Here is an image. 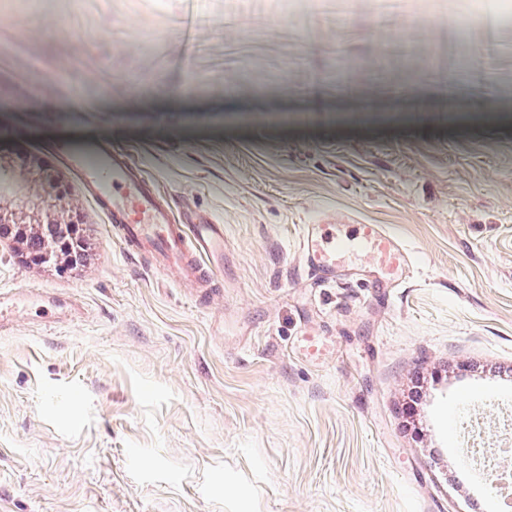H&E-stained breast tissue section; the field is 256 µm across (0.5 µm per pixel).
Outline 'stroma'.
I'll use <instances>...</instances> for the list:
<instances>
[{
	"label": "stroma",
	"mask_w": 512,
	"mask_h": 512,
	"mask_svg": "<svg viewBox=\"0 0 512 512\" xmlns=\"http://www.w3.org/2000/svg\"><path fill=\"white\" fill-rule=\"evenodd\" d=\"M450 0H37L0 11L10 131L133 152L224 226L209 299L125 255L66 167L76 268L0 241V289H42L0 332V512H495L455 440L512 443V24ZM350 17L344 28L336 19ZM492 53L442 111L433 59ZM43 68L26 71L29 57ZM93 83H85L88 73ZM32 105L15 111V101ZM383 224L414 262L372 296L318 283L302 225ZM330 351L313 365L303 337ZM469 399L456 426L448 413ZM37 301L40 305L38 310L43 313L44 318L57 322L67 317L80 314L79 305L59 297L51 296L47 291L22 290L19 292H0V330L4 328L8 316L20 310L27 301Z\"/></svg>",
	"instance_id": "obj_1"
}]
</instances>
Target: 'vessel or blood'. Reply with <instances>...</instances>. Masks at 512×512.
Wrapping results in <instances>:
<instances>
[{"instance_id":"obj_1","label":"vessel or blood","mask_w":512,"mask_h":512,"mask_svg":"<svg viewBox=\"0 0 512 512\" xmlns=\"http://www.w3.org/2000/svg\"><path fill=\"white\" fill-rule=\"evenodd\" d=\"M48 151L83 184L106 214L121 249L176 280L208 294L224 270V227L204 215L179 211L171 195L149 177L129 151L105 140L91 151L59 140ZM304 258L319 281L362 270L374 273L370 288H394L411 274L406 244L382 224H307L300 237ZM37 301L44 318L59 321L79 314L74 302L46 291L0 292V329L9 315Z\"/></svg>"}]
</instances>
